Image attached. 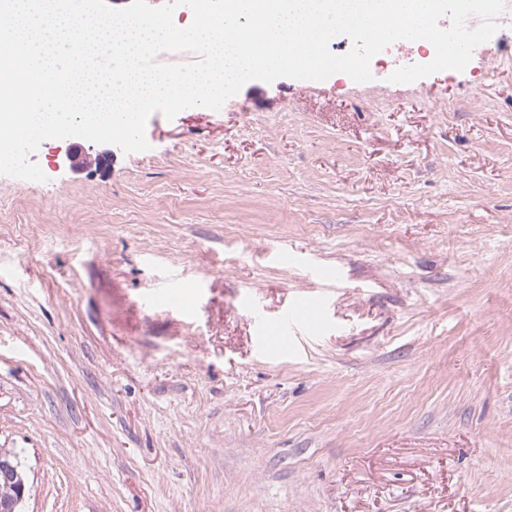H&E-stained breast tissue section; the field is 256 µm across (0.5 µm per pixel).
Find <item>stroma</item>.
I'll list each match as a JSON object with an SVG mask.
<instances>
[{
	"mask_svg": "<svg viewBox=\"0 0 512 512\" xmlns=\"http://www.w3.org/2000/svg\"><path fill=\"white\" fill-rule=\"evenodd\" d=\"M433 56L251 81L107 167L60 168L73 137L32 154L45 181L0 176L20 512H512V30L389 82ZM299 298L320 323L268 353Z\"/></svg>",
	"mask_w": 512,
	"mask_h": 512,
	"instance_id": "obj_1",
	"label": "stroma"
}]
</instances>
